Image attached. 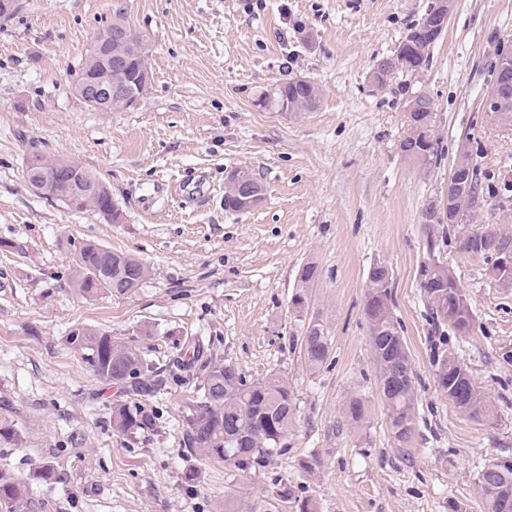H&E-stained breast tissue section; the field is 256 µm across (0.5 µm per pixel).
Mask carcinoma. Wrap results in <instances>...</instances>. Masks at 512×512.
I'll return each instance as SVG.
<instances>
[{
    "label": "carcinoma",
    "mask_w": 512,
    "mask_h": 512,
    "mask_svg": "<svg viewBox=\"0 0 512 512\" xmlns=\"http://www.w3.org/2000/svg\"><path fill=\"white\" fill-rule=\"evenodd\" d=\"M434 21L427 13L406 41L398 45L405 52L409 67L417 68L425 61L427 32ZM319 100L317 88L302 86L290 79L276 85L274 97H264L263 105L280 111L287 107L296 112L314 109ZM414 122L400 143L402 154L410 161L425 165L434 155L432 103L425 96L410 101ZM459 158L467 171L465 190L449 204L448 223L451 226L471 224L484 202L477 177V164L471 154L462 151ZM512 250V236L497 232L489 237L472 233L463 250L474 255L497 257L499 251ZM149 270L137 257L107 250L94 242H84L78 248L70 284L82 297L93 298L101 293L125 295L147 279ZM318 275V268L305 264L292 298H308L309 288ZM388 271L371 266L364 296V315L369 324L370 344L379 367L380 377L401 375L394 391L383 394L390 432L398 448H410L416 436V397L413 371L406 349L402 328L393 313V298ZM421 292L430 305L438 326H451L460 334L468 333L474 323L468 295L460 288L455 276L442 263L425 267L420 283ZM304 359L312 370L322 368L330 356L329 328L322 320L307 324L302 336ZM67 343L82 353L83 360L101 379L119 383L128 398L112 407V424L124 435L138 434L155 428L158 416L145 408L141 399L166 386L168 379L149 367L140 353L105 332L77 327L67 337ZM202 361L196 396L186 405L187 423L184 446L249 473L267 467L275 454L286 447L288 433L295 426L294 393L283 378L271 374L249 380L233 363L218 358H203L197 351L192 362ZM469 373L454 357L441 355L437 360L436 379L442 395L455 408L473 419L490 418L494 407L479 387H469ZM365 415L364 404L352 396L345 406V417L360 422ZM478 487L483 512H512V459L496 458L479 471ZM280 501L293 500L296 512H318L312 498L292 499L290 489L279 490ZM33 501L28 484L0 473V512H31Z\"/></svg>",
    "instance_id": "obj_1"
}]
</instances>
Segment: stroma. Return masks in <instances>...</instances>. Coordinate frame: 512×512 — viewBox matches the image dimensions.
Returning a JSON list of instances; mask_svg holds the SVG:
<instances>
[{"label":"stroma","mask_w":512,"mask_h":512,"mask_svg":"<svg viewBox=\"0 0 512 512\" xmlns=\"http://www.w3.org/2000/svg\"><path fill=\"white\" fill-rule=\"evenodd\" d=\"M432 2L23 0L22 13L0 21V427L14 432L0 439V471L29 481L33 512H285V486L318 512H483L479 471L512 457V286L491 277L489 258L461 250L462 227L424 214L446 204L464 145L486 200L478 224L512 235V196L496 192L512 177V122L484 110L497 60L512 52V0H453L426 64L375 89V66ZM118 15L145 40L152 84L134 108L96 112L72 94L71 74ZM300 76L320 88L314 111L295 120L261 106ZM420 94L432 102L435 141L422 166L399 148ZM33 152L98 174L122 222L33 191L24 176ZM232 170L263 183L260 207L225 210ZM88 240L135 255L149 277L120 297L76 295L71 266ZM434 261L470 299L468 334L434 327L420 290ZM309 262L318 278L308 315L331 336L315 373L291 309ZM377 262L392 275L412 365L410 448L391 438L363 313ZM78 326L111 333L152 367L186 359L196 340L248 378L282 375L297 408L286 448L251 473L189 453L191 382L147 397L153 431L118 433L112 405L127 394L67 344ZM444 353L487 394L492 418H469L442 395ZM354 394L365 406L357 424L345 417ZM46 463L56 472L47 483L33 477Z\"/></svg>","instance_id":"stroma-1"}]
</instances>
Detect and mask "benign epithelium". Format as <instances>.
<instances>
[{"label": "benign epithelium", "mask_w": 512, "mask_h": 512, "mask_svg": "<svg viewBox=\"0 0 512 512\" xmlns=\"http://www.w3.org/2000/svg\"><path fill=\"white\" fill-rule=\"evenodd\" d=\"M143 38L122 21H115L111 28L96 35L91 46L88 64L80 73L77 85L79 97L100 112L112 106V100L123 98L133 106L139 96L131 89L127 79L131 56L135 55L143 64V84H148L150 72L143 53ZM402 54L381 60L375 74L387 79L397 71H404ZM28 184L37 192L51 198H66L68 204L80 208L88 201L110 193L108 186L84 170H78L67 178L59 176L52 166L42 158H33L25 168ZM229 187L235 189L238 202L246 207L253 204L255 187L244 176L233 173L228 179Z\"/></svg>", "instance_id": "1"}]
</instances>
